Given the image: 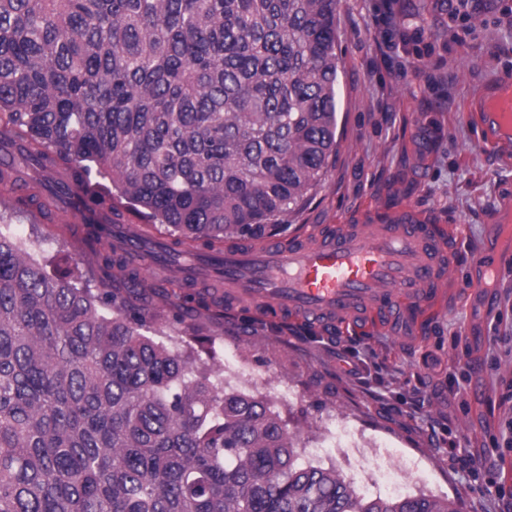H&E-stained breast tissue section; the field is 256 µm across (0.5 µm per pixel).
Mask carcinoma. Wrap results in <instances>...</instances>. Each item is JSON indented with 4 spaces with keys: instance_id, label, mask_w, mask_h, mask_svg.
Returning a JSON list of instances; mask_svg holds the SVG:
<instances>
[{
    "instance_id": "obj_1",
    "label": "carcinoma",
    "mask_w": 512,
    "mask_h": 512,
    "mask_svg": "<svg viewBox=\"0 0 512 512\" xmlns=\"http://www.w3.org/2000/svg\"><path fill=\"white\" fill-rule=\"evenodd\" d=\"M338 4L0 0V149L19 151L0 194L21 214L108 181L90 208L189 256L263 235L336 156ZM90 250L96 294L0 224V512H457L300 464L265 402L142 332L112 291L138 277L120 246Z\"/></svg>"
}]
</instances>
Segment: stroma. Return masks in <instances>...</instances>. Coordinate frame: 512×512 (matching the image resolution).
<instances>
[{"label": "stroma", "instance_id": "obj_1", "mask_svg": "<svg viewBox=\"0 0 512 512\" xmlns=\"http://www.w3.org/2000/svg\"><path fill=\"white\" fill-rule=\"evenodd\" d=\"M378 2L340 0L336 156L308 198L279 217L274 239L285 246L304 229L376 224L407 207L419 221L452 225L447 300L425 314L420 335L393 324L290 321L246 301H225L219 319L192 299L179 319L150 276L124 296L149 335L176 337L183 356L218 372L241 367L244 391L280 415L301 462L340 422L360 445L419 459L415 494L453 500L458 512H503L512 505V480L500 474L512 461V263L486 291L469 282L475 253L495 259L512 250L497 217L512 195V160L482 145L467 114L496 72L512 70V28L494 27L481 9L484 35L459 43L448 37V0H398L399 34L387 43ZM0 217L36 259L54 257L92 285L94 259L75 239H47L48 225L32 229L24 214ZM355 357L359 381L344 373Z\"/></svg>", "mask_w": 512, "mask_h": 512}]
</instances>
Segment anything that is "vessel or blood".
I'll list each match as a JSON object with an SVG mask.
<instances>
[{
	"label": "vessel or blood",
	"instance_id": "b4317fda",
	"mask_svg": "<svg viewBox=\"0 0 512 512\" xmlns=\"http://www.w3.org/2000/svg\"><path fill=\"white\" fill-rule=\"evenodd\" d=\"M509 86L512 71L499 72L470 114L487 148L505 156L512 154V138L499 136V118L486 104ZM454 245L453 235L434 224H339L314 236L299 234L286 248L225 249L220 269L231 298L266 313L334 324L366 315L389 320L400 307L414 330L422 312L445 297Z\"/></svg>",
	"mask_w": 512,
	"mask_h": 512
}]
</instances>
